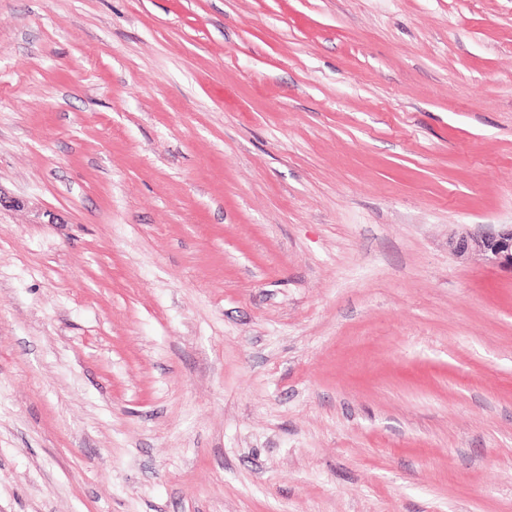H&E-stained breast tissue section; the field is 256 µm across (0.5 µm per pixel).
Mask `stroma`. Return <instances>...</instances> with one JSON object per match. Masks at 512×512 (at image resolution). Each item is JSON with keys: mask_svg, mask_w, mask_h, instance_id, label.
<instances>
[{"mask_svg": "<svg viewBox=\"0 0 512 512\" xmlns=\"http://www.w3.org/2000/svg\"><path fill=\"white\" fill-rule=\"evenodd\" d=\"M512 0H0V512H512ZM453 251L458 256L468 252H479L491 262L512 267V225L497 233L474 237L462 235L453 243Z\"/></svg>", "mask_w": 512, "mask_h": 512, "instance_id": "stroma-1", "label": "stroma"}]
</instances>
